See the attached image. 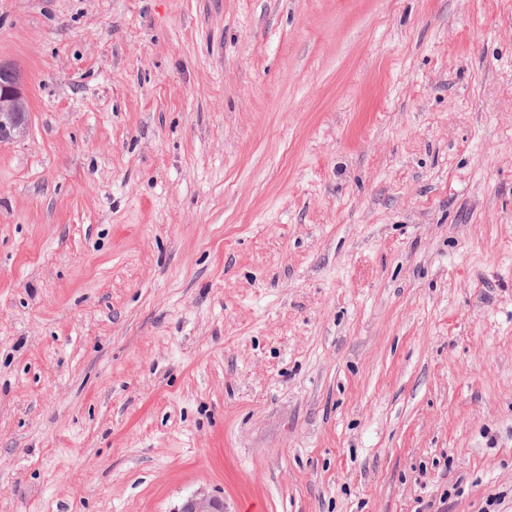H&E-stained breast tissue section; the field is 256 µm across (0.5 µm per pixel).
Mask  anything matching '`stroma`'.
I'll use <instances>...</instances> for the list:
<instances>
[{
    "mask_svg": "<svg viewBox=\"0 0 512 512\" xmlns=\"http://www.w3.org/2000/svg\"><path fill=\"white\" fill-rule=\"evenodd\" d=\"M0 512H512V0H0ZM0 141L13 140L27 128L28 99L17 69L0 62ZM178 512H224V501L201 489L189 497Z\"/></svg>",
    "mask_w": 512,
    "mask_h": 512,
    "instance_id": "1",
    "label": "stroma"
}]
</instances>
